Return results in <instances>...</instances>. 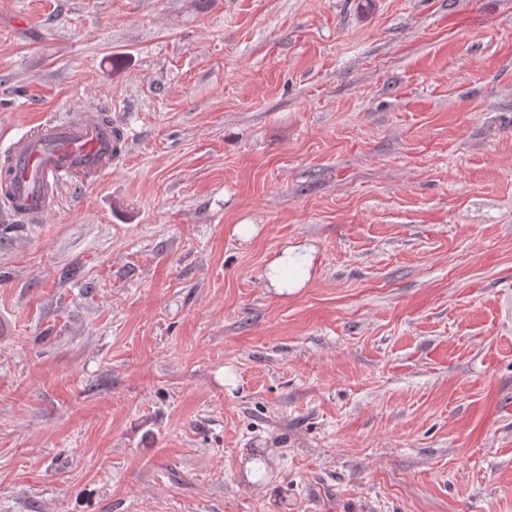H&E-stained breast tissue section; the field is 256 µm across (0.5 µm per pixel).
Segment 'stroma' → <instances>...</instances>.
<instances>
[{"instance_id": "1", "label": "stroma", "mask_w": 512, "mask_h": 512, "mask_svg": "<svg viewBox=\"0 0 512 512\" xmlns=\"http://www.w3.org/2000/svg\"><path fill=\"white\" fill-rule=\"evenodd\" d=\"M84 108L0 213V512H512V0H0V150ZM97 115L88 109L66 122L46 119L11 142L5 155L8 185L0 186L2 210L40 217L50 204L42 188L45 182L66 180L78 170L90 172L87 179H93L108 169L117 154L115 139Z\"/></svg>"}]
</instances>
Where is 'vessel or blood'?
<instances>
[{
	"label": "vessel or blood",
	"instance_id": "obj_1",
	"mask_svg": "<svg viewBox=\"0 0 512 512\" xmlns=\"http://www.w3.org/2000/svg\"><path fill=\"white\" fill-rule=\"evenodd\" d=\"M115 142L109 126L85 110L74 119H47L31 133L10 143L6 156L7 185L0 186V207L20 216L37 218L49 208L45 182L63 181L75 171L99 176L112 164Z\"/></svg>",
	"mask_w": 512,
	"mask_h": 512
}]
</instances>
